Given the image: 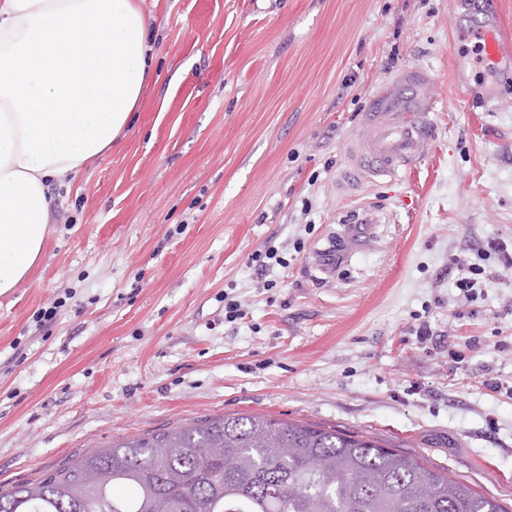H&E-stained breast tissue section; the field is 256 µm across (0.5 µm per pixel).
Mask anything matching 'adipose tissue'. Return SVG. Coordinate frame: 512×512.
Listing matches in <instances>:
<instances>
[{"label": "adipose tissue", "mask_w": 512, "mask_h": 512, "mask_svg": "<svg viewBox=\"0 0 512 512\" xmlns=\"http://www.w3.org/2000/svg\"><path fill=\"white\" fill-rule=\"evenodd\" d=\"M152 68L142 0H0V295L42 255L50 181L119 143Z\"/></svg>", "instance_id": "1"}]
</instances>
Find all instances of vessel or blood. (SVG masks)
Masks as SVG:
<instances>
[{"label":"vessel or blood","instance_id":"obj_1","mask_svg":"<svg viewBox=\"0 0 512 512\" xmlns=\"http://www.w3.org/2000/svg\"><path fill=\"white\" fill-rule=\"evenodd\" d=\"M484 58L502 75H512V31H505L499 15L485 14L473 28ZM421 79L418 70L404 77L406 92L397 112H373L367 117L374 127L373 138L355 136L349 157L338 181L340 190L353 191L362 183L390 181L424 159L431 146L428 127L421 116L422 104L416 93Z\"/></svg>","mask_w":512,"mask_h":512}]
</instances>
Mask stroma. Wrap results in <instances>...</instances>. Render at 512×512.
<instances>
[{"mask_svg": "<svg viewBox=\"0 0 512 512\" xmlns=\"http://www.w3.org/2000/svg\"><path fill=\"white\" fill-rule=\"evenodd\" d=\"M473 2L149 7L156 80L133 125L50 183L41 258L0 296V487L125 437L270 415L421 455L512 512V269L489 247L512 245V82L483 103L456 28ZM412 67L429 157L341 193L352 137ZM363 212L380 223L321 279L319 249ZM271 248L287 267L262 268Z\"/></svg>", "mask_w": 512, "mask_h": 512, "instance_id": "stroma-1", "label": "stroma"}]
</instances>
